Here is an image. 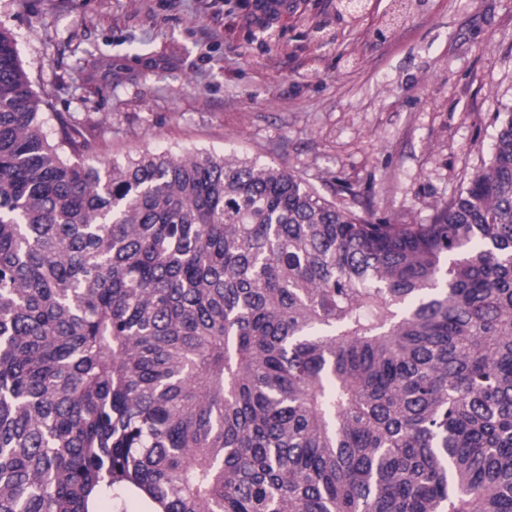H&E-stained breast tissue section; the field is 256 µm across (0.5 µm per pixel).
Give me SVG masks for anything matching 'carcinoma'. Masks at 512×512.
<instances>
[{
	"label": "carcinoma",
	"mask_w": 512,
	"mask_h": 512,
	"mask_svg": "<svg viewBox=\"0 0 512 512\" xmlns=\"http://www.w3.org/2000/svg\"><path fill=\"white\" fill-rule=\"evenodd\" d=\"M58 121L0 26V512H512V112L428 224Z\"/></svg>",
	"instance_id": "cac0c4a2"
}]
</instances>
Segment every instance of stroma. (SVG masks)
<instances>
[{
  "mask_svg": "<svg viewBox=\"0 0 512 512\" xmlns=\"http://www.w3.org/2000/svg\"><path fill=\"white\" fill-rule=\"evenodd\" d=\"M0 0L43 111L101 161L197 148L282 167L361 216L428 223L512 110V0Z\"/></svg>",
  "mask_w": 512,
  "mask_h": 512,
  "instance_id": "obj_1",
  "label": "stroma"
}]
</instances>
